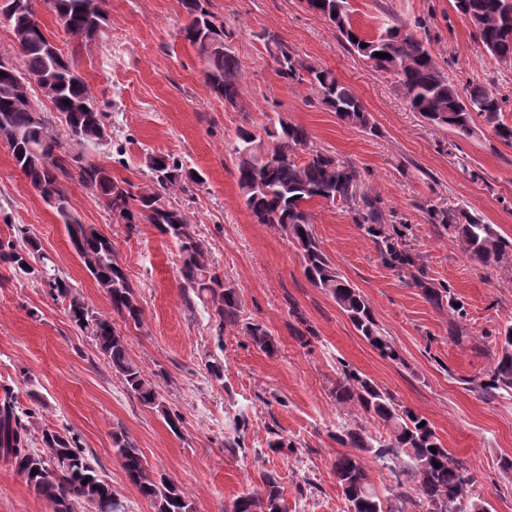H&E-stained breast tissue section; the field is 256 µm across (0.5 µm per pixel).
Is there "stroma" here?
Masks as SVG:
<instances>
[{"label": "stroma", "instance_id": "35a3bbf8", "mask_svg": "<svg viewBox=\"0 0 512 512\" xmlns=\"http://www.w3.org/2000/svg\"><path fill=\"white\" fill-rule=\"evenodd\" d=\"M453 0H352L355 21L369 37L388 16L423 18L416 30L445 73L458 85L480 83L508 95L501 117L512 123V68L500 66L452 7ZM47 35L77 61L105 111L109 133L125 134L123 161L111 146L88 150L111 164L115 176L146 181L148 160L171 154L203 175L186 210L212 265L238 291L246 321L265 325L277 351L253 346L238 328L216 333L207 312L186 307L177 277V250L149 224L127 230L113 223L94 193L78 182L66 189L81 223L109 236L145 320L126 329L130 357L152 379L168 408L184 421L173 433L163 417L144 407L112 372L89 331L69 319L33 280H0V386L20 408L35 407L33 441L43 429L70 430L101 463L125 512H155L129 481L113 449L122 430L141 449L151 473L183 488L196 512H227L233 501L263 489L265 474L280 482L287 512H347L333 473L343 448L334 432L354 411L336 405L330 390L339 362H347L424 416L451 455L466 462L473 492L488 512H512V395L488 396L472 385L500 353L498 333L512 325V272L475 266L456 239L427 223L424 200L464 204L512 239V145L486 125L463 138L410 110L394 76L378 71L350 49L335 27L304 0H210L216 23L233 29V49L244 79L239 107L216 98L203 63L181 30L188 21L182 0H107L108 21L88 41L63 27L45 0H35ZM276 32L307 62L331 69L359 97L375 133L341 122L319 104L310 85L285 82L262 34ZM278 112L303 125L314 146L351 161L380 196L386 213L406 217L411 247L428 278L448 286L463 302L462 340L449 333L447 309L427 301L410 276L385 265L374 242L342 205L311 203L313 232L337 269L369 302L401 355L382 357L353 327L331 295L313 287L301 256L269 224L252 219L234 177L229 144L239 126L262 131ZM0 210L9 223L36 235L99 313L109 302L72 251L64 224L14 165L0 144ZM315 331L309 346L296 335L295 312ZM220 359L224 377L205 363ZM280 435L292 449L272 451ZM0 512H51L25 480L0 458Z\"/></svg>", "mask_w": 512, "mask_h": 512}]
</instances>
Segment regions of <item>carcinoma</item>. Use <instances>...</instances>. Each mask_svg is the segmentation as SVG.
I'll return each mask as SVG.
<instances>
[{
  "label": "carcinoma",
  "mask_w": 512,
  "mask_h": 512,
  "mask_svg": "<svg viewBox=\"0 0 512 512\" xmlns=\"http://www.w3.org/2000/svg\"><path fill=\"white\" fill-rule=\"evenodd\" d=\"M47 2L64 28L79 38H95L106 24V0ZM306 3L314 11L334 14L336 30L348 46L377 70L393 75L402 97L429 123L468 138L480 120L502 143L512 145V125L501 119L505 99L481 84L457 86L432 51L412 33L411 27L419 28L423 22L410 24L393 16L379 36L369 38L354 25L351 0ZM182 4L189 22L181 33L204 64L206 85L224 103L238 107L244 71L231 47L234 33L214 22L210 0H182ZM454 8L494 59L512 58V0H454ZM5 9L17 37L18 61L0 63V129L21 133L11 147L15 166L65 224L73 249L107 295L112 315L136 329L144 323L137 288L128 279L112 240L75 217L65 189L69 181L76 180L92 190L116 223L130 229L151 224L175 243L182 298L190 308L200 304L211 309L219 334L227 327L240 326L253 346L269 354L275 352L274 339L265 326L242 318L236 288L212 266L209 248L195 233L185 206L171 200L177 193L192 197L194 188L203 183L200 173L169 154L157 155L149 165L148 181L134 184L112 175L105 165L89 161L87 150L107 140V112L77 72L74 59L63 55L47 37L33 0H7ZM213 39L223 41L224 50L208 49L207 42ZM264 39L282 79L310 84L318 101L341 121L374 131L357 95L333 71L300 58L274 33H265ZM378 52L387 57L376 56ZM40 75L50 77L42 95L65 118L64 140L47 116L39 122L32 119L35 101L27 77ZM264 133L262 137L241 126L230 143L245 206L256 223L280 229L302 256L310 283L333 297L374 349L386 358L401 360L367 300L338 272L317 241L309 209L314 200L345 205L353 223L372 238L387 266L410 275L433 304L441 307L446 303L450 314L463 316V307L454 306L457 299L448 286L431 282L417 266L408 245V224L387 220L383 202L353 163L314 147L304 126L280 115L268 119ZM299 150L307 153L303 161L297 160ZM418 209L429 223L448 231L474 264L512 265V240L480 216L464 207L448 208L430 200ZM12 230L14 234L8 237L0 235V266L39 282L52 299L67 302L70 320L90 330L99 352L128 390L142 405L162 413L172 432H179L182 417L168 412L144 369L129 357L125 336L114 322L89 307L42 252L37 238L18 225ZM472 384L484 393L512 394L511 325L501 331V355ZM332 396L340 407L377 419L388 431V438L382 440L372 437L356 420L337 427L336 442L349 451L336 457L333 471L354 512H408V502L418 512H487L481 501L472 497L474 476L463 462L453 458L423 416L343 361L337 368ZM34 414L35 409L20 408L10 391H5L0 401V455L12 457L30 490L47 501L52 512H76L79 505L86 512H122L123 505L113 495L101 467L86 453L76 434L47 429L41 437L46 453L30 449L29 424ZM112 445L125 474L150 500L155 512H194L192 501L176 482L166 477L157 479L149 472L140 448L126 432H113ZM432 446L437 452H431ZM368 459L382 463L402 459L404 469L392 471L393 485L380 491L370 479ZM229 512H286L277 478L267 475L262 492L237 498Z\"/></svg>",
  "instance_id": "1"
}]
</instances>
